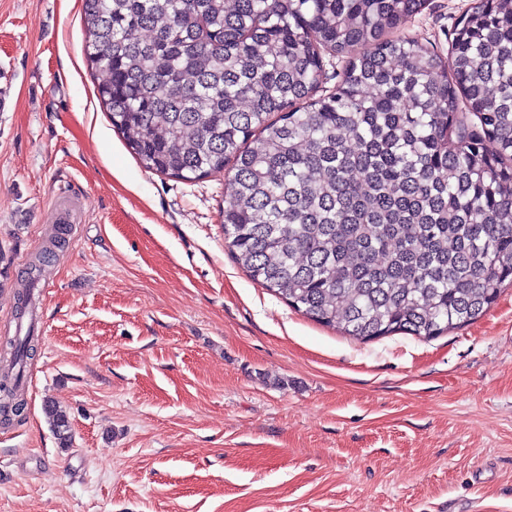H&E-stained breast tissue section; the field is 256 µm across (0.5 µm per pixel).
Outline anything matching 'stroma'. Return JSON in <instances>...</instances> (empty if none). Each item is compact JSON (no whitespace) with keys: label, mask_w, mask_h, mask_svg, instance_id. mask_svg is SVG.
<instances>
[{"label":"stroma","mask_w":512,"mask_h":512,"mask_svg":"<svg viewBox=\"0 0 512 512\" xmlns=\"http://www.w3.org/2000/svg\"><path fill=\"white\" fill-rule=\"evenodd\" d=\"M471 4L428 0L402 33L448 55ZM84 41L80 0H0V339L54 253L0 512H512V288L430 340L306 318L225 247L226 173L140 165ZM46 415L50 421L52 428L58 436L61 447H68L71 436L69 435V420L65 409L51 402L45 408Z\"/></svg>","instance_id":"obj_1"}]
</instances>
